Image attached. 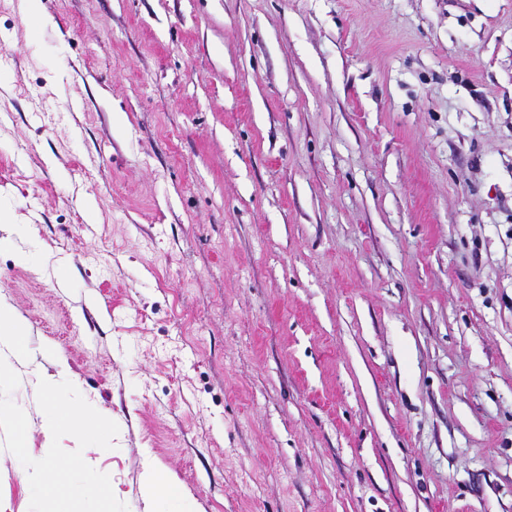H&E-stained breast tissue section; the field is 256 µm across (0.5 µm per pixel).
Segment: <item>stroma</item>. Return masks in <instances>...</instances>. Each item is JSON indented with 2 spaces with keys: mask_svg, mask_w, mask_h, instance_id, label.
Here are the masks:
<instances>
[{
  "mask_svg": "<svg viewBox=\"0 0 512 512\" xmlns=\"http://www.w3.org/2000/svg\"><path fill=\"white\" fill-rule=\"evenodd\" d=\"M41 4L0 0L29 455L73 375L128 512L149 462L192 512H512V0Z\"/></svg>",
  "mask_w": 512,
  "mask_h": 512,
  "instance_id": "1",
  "label": "stroma"
}]
</instances>
